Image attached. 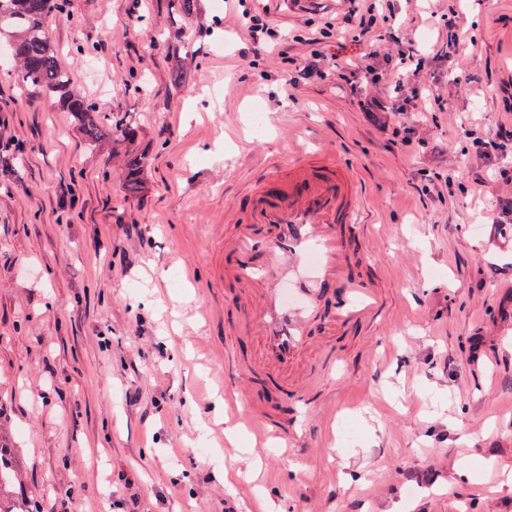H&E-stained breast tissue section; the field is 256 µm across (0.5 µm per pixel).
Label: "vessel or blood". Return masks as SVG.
<instances>
[{"label":"vessel or blood","mask_w":512,"mask_h":512,"mask_svg":"<svg viewBox=\"0 0 512 512\" xmlns=\"http://www.w3.org/2000/svg\"><path fill=\"white\" fill-rule=\"evenodd\" d=\"M354 177L322 152L302 154L288 164V175L253 198L254 221L266 225L265 239L240 224L224 237L226 281L252 292L269 374L283 393L306 397L309 380L288 369L307 347L310 328L319 319L323 285L344 283L339 314L346 320L374 316L382 306L378 291L364 281L345 278L346 247L338 225L352 224L359 212ZM266 246L268 261L257 266L252 254ZM257 441L287 433V423L259 410L249 418Z\"/></svg>","instance_id":"b4317fda"}]
</instances>
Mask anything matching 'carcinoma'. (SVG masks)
Segmentation results:
<instances>
[{
  "mask_svg": "<svg viewBox=\"0 0 512 512\" xmlns=\"http://www.w3.org/2000/svg\"><path fill=\"white\" fill-rule=\"evenodd\" d=\"M68 0H0V37L5 36L19 63L21 81L56 96L81 122L87 141L106 129L94 117L93 105L70 90L68 74L45 33V22L64 14ZM21 483L12 449L0 442V512H36L37 506L15 490Z\"/></svg>",
  "mask_w": 512,
  "mask_h": 512,
  "instance_id": "1",
  "label": "carcinoma"
}]
</instances>
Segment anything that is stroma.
<instances>
[{
	"label": "stroma",
	"mask_w": 512,
	"mask_h": 512,
	"mask_svg": "<svg viewBox=\"0 0 512 512\" xmlns=\"http://www.w3.org/2000/svg\"><path fill=\"white\" fill-rule=\"evenodd\" d=\"M199 6L178 38L173 0L138 17L132 0H70L48 21L73 91L111 129L93 143L0 46V430L25 489L43 512H512V485L475 488L491 469L512 476V157L466 154L468 133L512 124V0H466L481 49L431 69L448 110L425 119L416 156L394 145L391 113L364 110L375 90L329 80L287 102L262 77L278 59L249 67L234 11ZM346 9L271 4L285 32ZM298 144L356 177L347 248L383 297L371 322L313 329L304 403L250 372V302L220 274L251 185L281 178ZM430 168L441 192L424 190ZM231 353L248 367L234 415L217 404ZM269 405L291 426L262 444L246 432L252 478L224 428Z\"/></svg>",
	"instance_id": "35a3bbf8"
}]
</instances>
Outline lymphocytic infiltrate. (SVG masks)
Masks as SVG:
<instances>
[{
  "label": "lymphocytic infiltrate",
  "instance_id": "lymphocytic-infiltrate-1",
  "mask_svg": "<svg viewBox=\"0 0 512 512\" xmlns=\"http://www.w3.org/2000/svg\"><path fill=\"white\" fill-rule=\"evenodd\" d=\"M347 2V10L336 19L321 24L306 20L289 38L273 24L262 0H237V18L246 33L241 57L263 48L280 57L284 67L276 79L286 91L332 77L352 93L368 87L382 89L379 107L399 115L408 112L416 118L444 111V95L429 81L428 72L435 57L447 58L474 46L459 11L444 17L441 42L430 53L418 47L412 30L399 17L395 0ZM346 41L359 48L354 59L339 62L324 50L325 45ZM299 45L305 46V53H296Z\"/></svg>",
  "mask_w": 512,
  "mask_h": 512
}]
</instances>
